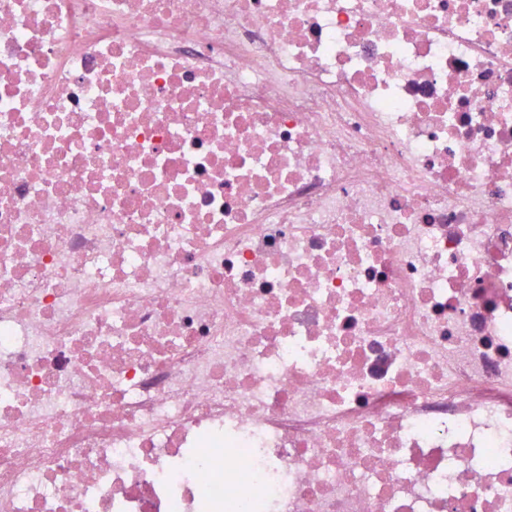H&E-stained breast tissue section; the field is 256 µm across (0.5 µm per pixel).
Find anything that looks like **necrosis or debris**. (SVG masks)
Segmentation results:
<instances>
[{
	"label": "necrosis or debris",
	"mask_w": 512,
	"mask_h": 512,
	"mask_svg": "<svg viewBox=\"0 0 512 512\" xmlns=\"http://www.w3.org/2000/svg\"><path fill=\"white\" fill-rule=\"evenodd\" d=\"M0 512H512V0H0Z\"/></svg>",
	"instance_id": "1"
}]
</instances>
